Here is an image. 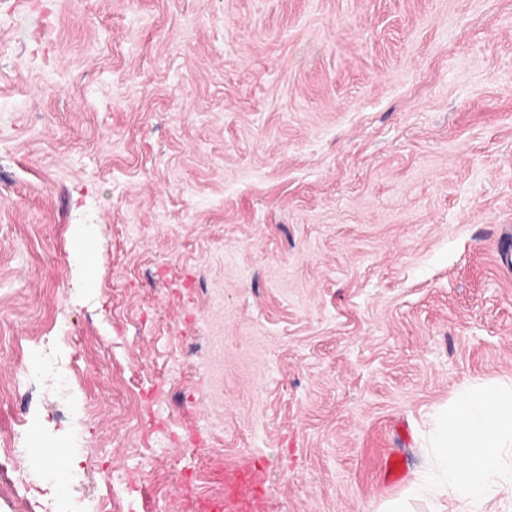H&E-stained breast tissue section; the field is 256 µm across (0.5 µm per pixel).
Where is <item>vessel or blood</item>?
<instances>
[{"label": "vessel or blood", "mask_w": 512, "mask_h": 512, "mask_svg": "<svg viewBox=\"0 0 512 512\" xmlns=\"http://www.w3.org/2000/svg\"><path fill=\"white\" fill-rule=\"evenodd\" d=\"M224 495L220 498H196L190 512H258L266 493V470L255 465L230 468L220 473Z\"/></svg>", "instance_id": "1"}]
</instances>
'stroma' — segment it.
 Wrapping results in <instances>:
<instances>
[{
    "label": "stroma",
    "instance_id": "1",
    "mask_svg": "<svg viewBox=\"0 0 512 512\" xmlns=\"http://www.w3.org/2000/svg\"><path fill=\"white\" fill-rule=\"evenodd\" d=\"M509 376L512 0H0V440L48 474L0 512L255 463L266 512H428L436 409ZM41 372L54 382L57 394L67 403L70 421L76 428H80L86 421V414L74 404L70 395L68 375L63 371L58 356L50 349H45L41 353Z\"/></svg>",
    "mask_w": 512,
    "mask_h": 512
}]
</instances>
